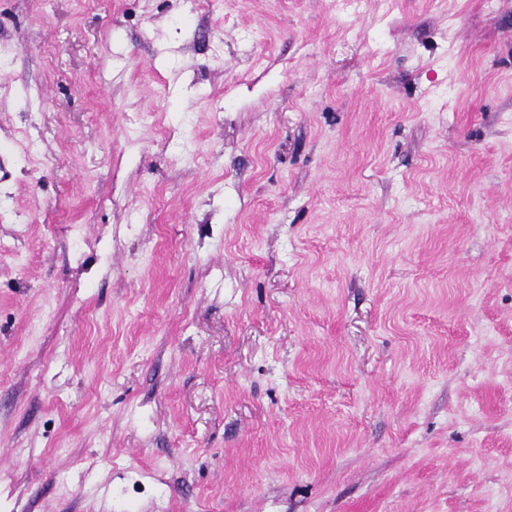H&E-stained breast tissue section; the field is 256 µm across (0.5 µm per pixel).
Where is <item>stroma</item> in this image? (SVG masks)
<instances>
[{
	"instance_id": "obj_1",
	"label": "stroma",
	"mask_w": 512,
	"mask_h": 512,
	"mask_svg": "<svg viewBox=\"0 0 512 512\" xmlns=\"http://www.w3.org/2000/svg\"><path fill=\"white\" fill-rule=\"evenodd\" d=\"M0 512H512V0H0Z\"/></svg>"
}]
</instances>
